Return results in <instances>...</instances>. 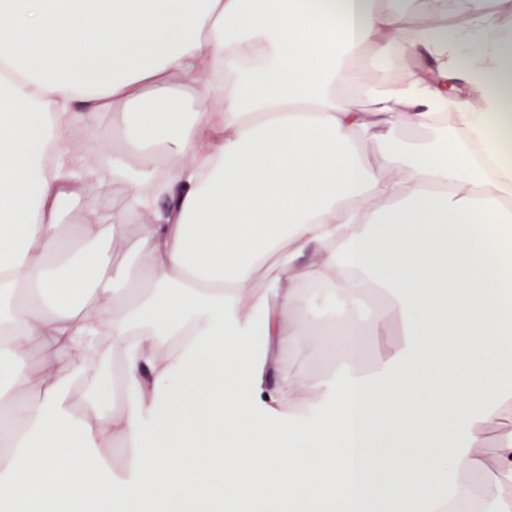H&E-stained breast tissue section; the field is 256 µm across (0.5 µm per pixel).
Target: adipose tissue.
I'll return each instance as SVG.
<instances>
[{"label": "adipose tissue", "mask_w": 512, "mask_h": 512, "mask_svg": "<svg viewBox=\"0 0 512 512\" xmlns=\"http://www.w3.org/2000/svg\"><path fill=\"white\" fill-rule=\"evenodd\" d=\"M414 2L0 0L7 512H430L464 472L497 494L512 409L486 383L512 336V38L473 0L494 51L450 58L466 30L428 0L408 33ZM367 50L398 59L403 90L354 95ZM455 77L481 104L458 123L495 172L459 138H390L437 127ZM83 112L120 118L96 159L72 143ZM89 180L127 208L85 220ZM102 239L134 240L136 268ZM331 298L354 314L349 344L393 322L403 339L368 365L348 352L329 391L282 357L321 354ZM104 337L121 359L108 389L86 356ZM118 442L136 449L120 475Z\"/></svg>", "instance_id": "1"}]
</instances>
